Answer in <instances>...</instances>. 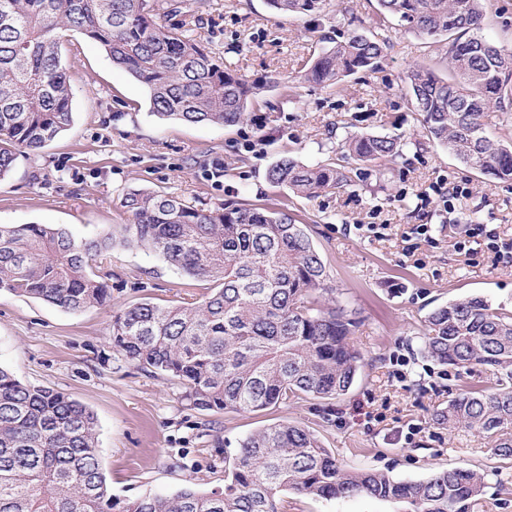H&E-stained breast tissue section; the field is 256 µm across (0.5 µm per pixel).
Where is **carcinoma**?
<instances>
[{"label": "carcinoma", "instance_id": "obj_1", "mask_svg": "<svg viewBox=\"0 0 512 512\" xmlns=\"http://www.w3.org/2000/svg\"><path fill=\"white\" fill-rule=\"evenodd\" d=\"M283 14L321 15L326 0H267ZM404 31L448 45L446 73L416 66L406 88L428 140L480 175L512 181V143L486 134L487 112L512 106V52L483 35L487 0H377ZM66 32L97 42L141 82L152 112L192 124L263 125L253 104L273 88L224 66L182 26L157 22L152 0H0V180L16 149L37 151L74 121L60 57ZM327 46L301 78L341 86L377 68L385 42L351 31ZM341 149L359 165L401 154L399 138L354 133ZM267 179L311 196L347 184L348 171L282 157ZM132 223L122 242L153 252L185 275L213 283L200 303H137L115 316L112 345L140 370L177 381L198 408L254 412L291 399H336L351 387L361 356L356 319L326 305L325 266L304 225L254 206L199 208L172 195L130 193ZM116 237L76 239L64 225L0 226V290L69 312L109 302L91 267ZM425 354L455 368L485 366L512 379V313L475 297L427 319ZM490 439L512 461V388L459 394L436 417ZM484 475L437 469L398 481L345 468L309 430L279 424L241 440L224 468V491L182 489L120 502L109 494L93 414L68 395L26 385L0 368V512H280L283 493L326 500L367 495L406 512H465L484 492Z\"/></svg>", "mask_w": 512, "mask_h": 512}]
</instances>
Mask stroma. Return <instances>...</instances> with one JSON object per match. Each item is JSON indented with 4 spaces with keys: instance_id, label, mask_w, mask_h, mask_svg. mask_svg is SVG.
I'll return each mask as SVG.
<instances>
[{
    "instance_id": "1",
    "label": "stroma",
    "mask_w": 512,
    "mask_h": 512,
    "mask_svg": "<svg viewBox=\"0 0 512 512\" xmlns=\"http://www.w3.org/2000/svg\"><path fill=\"white\" fill-rule=\"evenodd\" d=\"M212 55L247 79L269 78L258 111L266 126L194 125L159 119L145 87L94 41L64 37L61 54L74 122L39 152L19 153L0 182V225H66L80 239L120 232L132 216L126 194H169L198 207L262 205L304 224L338 306L358 326L362 354L346 395L303 398L255 412L196 408L173 380L127 361L110 340L115 314L137 303L202 300L192 279L132 244L96 257L112 300L78 313L0 291V367L22 383L61 391L91 411L109 492L120 501L224 488V458L264 428L291 423L311 431L352 469L419 481L439 468L469 467L487 488L467 512H512V464L487 439L451 432L436 416L466 390L494 391L482 367L457 370L424 356L427 317L454 300L482 297L512 310V264L495 250L512 243V182L460 164L423 134L404 83L414 66H445L446 46L380 20L376 0H330L321 19L279 14L265 0H159ZM351 29L377 34L387 48L375 71L343 87L300 82L296 74L324 37ZM363 132L400 137L403 154L354 166L350 185L308 198L269 182L284 156L301 164L339 163L338 145ZM467 184L469 198L442 204L436 181ZM494 238L468 235L469 209ZM420 224L429 235L417 234ZM287 512H404L367 496L324 500L288 494Z\"/></svg>"
}]
</instances>
